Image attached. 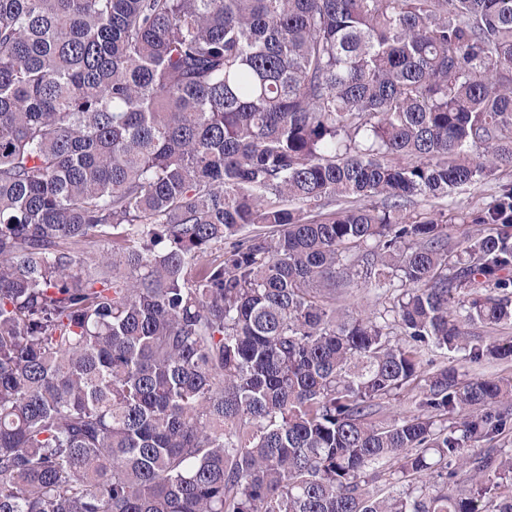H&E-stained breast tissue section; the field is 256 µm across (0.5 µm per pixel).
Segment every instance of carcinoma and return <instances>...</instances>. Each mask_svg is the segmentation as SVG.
I'll return each instance as SVG.
<instances>
[{"label":"carcinoma","instance_id":"1","mask_svg":"<svg viewBox=\"0 0 512 512\" xmlns=\"http://www.w3.org/2000/svg\"><path fill=\"white\" fill-rule=\"evenodd\" d=\"M511 168L512 0H0V512H512ZM510 183L512 184V172L501 170L488 181L464 187L448 196L447 202L444 203L445 216L448 220V232L457 239H462L469 229L479 228L472 224H460L461 214L485 206L492 200L500 184ZM343 305L349 311H372L382 308L381 300L377 299L376 292L372 288H366L361 280L354 281L344 290ZM453 358L435 356L437 366L455 367L462 379L482 378H512V365L501 364L495 360H486L480 365L469 364L463 359V353H455Z\"/></svg>","mask_w":512,"mask_h":512}]
</instances>
